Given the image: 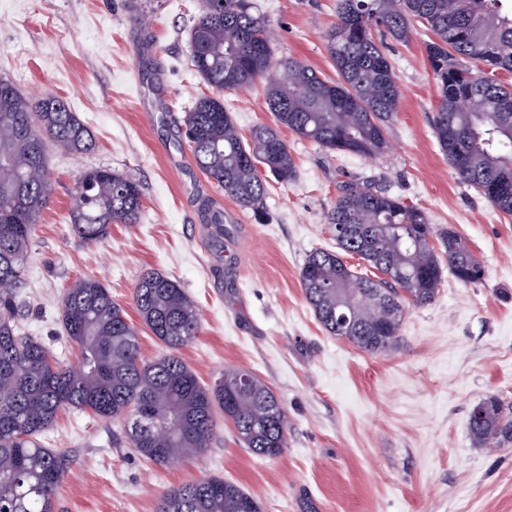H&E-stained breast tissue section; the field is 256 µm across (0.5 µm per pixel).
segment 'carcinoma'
<instances>
[{"instance_id": "obj_1", "label": "carcinoma", "mask_w": 512, "mask_h": 512, "mask_svg": "<svg viewBox=\"0 0 512 512\" xmlns=\"http://www.w3.org/2000/svg\"><path fill=\"white\" fill-rule=\"evenodd\" d=\"M504 0H336V24L325 49L336 66L333 81L294 59L273 61L267 23L249 0H201L188 29L190 66L214 94L203 96L179 120L198 169L240 207L260 215L266 179L288 183L296 163L284 127L318 147L365 158L389 147L387 128L401 88L376 43L378 29L409 40L413 22L433 34L425 49L438 88L432 117L437 143L461 180L496 209L512 216V85L474 75L467 61L512 72V10ZM266 104L275 126L260 125L243 140L221 93L250 87L271 67ZM469 101L459 110L456 99ZM82 153L92 139L63 100L30 98L0 78V512H56L54 496L70 460L39 437L65 408L104 419H126L129 447L159 466L201 456L214 436L215 413L231 421L243 447L275 458L288 447V417L278 397L244 368L224 370L203 385L175 352L199 332V308L163 273L145 274L133 292L145 325L170 353L143 359L136 328L99 280L81 278L66 289L60 321L78 347L77 364L56 361L37 339L21 333L17 288L35 225L53 185L46 143ZM66 220L85 243L105 238L113 224H134L141 186L131 176L97 167L73 188ZM201 216L224 235V213L201 199ZM328 223L338 250L317 248L299 280L315 318L331 336L358 348L386 351L406 304L431 302L449 269L463 284L485 268L451 230L430 224L426 213L365 183L339 187ZM438 245H433V242ZM357 255L379 273L372 278L347 264ZM474 445H512V409L496 396L469 415ZM157 512H262L260 502L224 477L205 476L167 490Z\"/></svg>"}]
</instances>
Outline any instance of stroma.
Returning <instances> with one entry per match:
<instances>
[{
  "mask_svg": "<svg viewBox=\"0 0 512 512\" xmlns=\"http://www.w3.org/2000/svg\"><path fill=\"white\" fill-rule=\"evenodd\" d=\"M253 3L274 59L337 79L325 50L336 0ZM198 9L197 0H0V77L26 96L65 100L93 137L79 154L47 147L54 190L19 290L20 327L75 363L78 349L59 321L62 295L73 280L93 278L137 328L143 358H158L166 349L132 294L145 273L162 272L200 308V331L181 358L207 385L228 367L253 371L286 410L288 446L275 458L252 455L221 419L202 457L158 466L129 447L122 421L65 409L41 437L73 461L57 490L60 512H155L168 488L204 475L238 484L262 512H512V445L475 447L468 430L480 400L512 406V216L461 182L436 142L430 31L420 25L408 42L384 40L402 89L387 153H331L281 129L297 176L269 181L258 216L176 143L175 119L208 92L188 64L186 31ZM265 87L222 94L242 136L273 122ZM96 167L140 181V218L85 243L64 217L78 177ZM344 181L375 183L422 209L486 270L469 285L444 273L435 299L409 307L380 354L328 335L300 287L306 256L336 247L327 215ZM201 195L224 211L222 240L201 219Z\"/></svg>",
  "mask_w": 512,
  "mask_h": 512,
  "instance_id": "stroma-1",
  "label": "stroma"
}]
</instances>
